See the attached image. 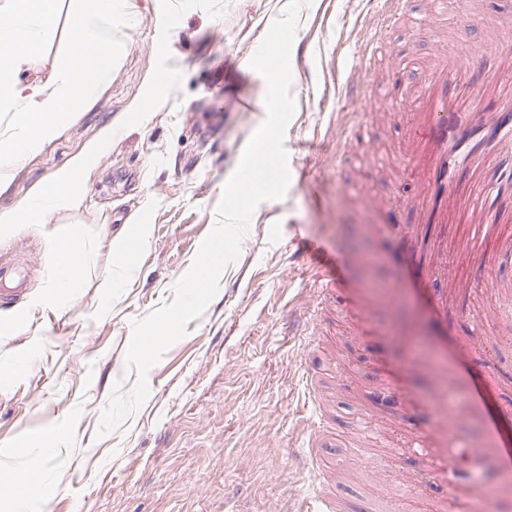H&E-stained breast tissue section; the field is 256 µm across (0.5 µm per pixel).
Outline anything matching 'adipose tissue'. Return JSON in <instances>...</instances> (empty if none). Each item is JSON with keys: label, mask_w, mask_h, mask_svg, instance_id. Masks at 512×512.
I'll use <instances>...</instances> for the list:
<instances>
[{"label": "adipose tissue", "mask_w": 512, "mask_h": 512, "mask_svg": "<svg viewBox=\"0 0 512 512\" xmlns=\"http://www.w3.org/2000/svg\"><path fill=\"white\" fill-rule=\"evenodd\" d=\"M123 4L124 0H90L87 8L75 13L70 19L71 59L44 80L31 78L30 72L41 52V34L55 21L57 0H16L11 11L0 14V112L16 113L24 129L22 137L0 140V188L7 182L6 169L52 136L74 105L94 95L107 80L100 63L118 53L112 24ZM89 169V163L81 162L61 171L19 212L0 216V239L14 235L21 225L44 223L49 208L71 201ZM46 245L55 276L32 303L51 308L76 287L88 251L82 245L67 249L63 239L55 237L47 238ZM41 467L35 459L22 468L0 467V512H23L28 501L44 498Z\"/></svg>", "instance_id": "ef3b65f1"}]
</instances>
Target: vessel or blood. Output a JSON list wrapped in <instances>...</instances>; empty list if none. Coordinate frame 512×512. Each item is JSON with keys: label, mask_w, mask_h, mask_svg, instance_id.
<instances>
[{"label": "vessel or blood", "mask_w": 512, "mask_h": 512, "mask_svg": "<svg viewBox=\"0 0 512 512\" xmlns=\"http://www.w3.org/2000/svg\"><path fill=\"white\" fill-rule=\"evenodd\" d=\"M490 38L474 51L483 68L447 49L437 37L438 52L421 61L412 87L384 77L374 58L385 44L374 37L363 75L348 73L345 96L356 103L372 86L383 85L395 105L380 121L397 129L390 146L399 163L386 173L402 189L401 231L391 234L384 223L368 224L374 239L392 246L431 287L436 317L462 324L460 340L481 361L488 382L505 388L503 416L512 418V377L505 376L484 343L490 330L474 308L476 295L512 296V16L497 17ZM366 305L395 301V286L371 282L362 286ZM318 305L343 309L334 278L323 273ZM375 411L400 416L411 433L406 441L413 457L429 471L451 475L462 457L483 461L498 457L495 438L463 442L449 427L455 409L447 392H430L420 408H402V393L385 382L373 389ZM317 512H360L356 501L342 499L332 472H324L317 492Z\"/></svg>", "instance_id": "vessel-or-blood-1"}]
</instances>
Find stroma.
I'll return each mask as SVG.
<instances>
[{
  "label": "stroma",
  "mask_w": 512,
  "mask_h": 512,
  "mask_svg": "<svg viewBox=\"0 0 512 512\" xmlns=\"http://www.w3.org/2000/svg\"><path fill=\"white\" fill-rule=\"evenodd\" d=\"M284 2L127 0L136 18L114 23L122 52L106 63L109 80L9 169L1 214L18 210L60 171L92 162L74 207L0 243V267L21 283L20 292H0V361L39 353L0 386V462L44 459L46 499L26 512H304L323 467L345 471L341 491L361 497L365 512H426L423 492L407 485L412 460L402 431L387 429L380 446L363 448L342 430L337 447L310 448L314 404L305 375L315 362L304 353L299 319L314 299L320 263L332 266L348 305L322 337L320 355L353 352L367 362L356 387L385 376L410 406L435 385L408 349L412 333L428 331L455 371L451 388L467 396L457 434L470 442L497 434L499 463L512 468V423L498 413L497 389L438 327L428 287L396 254L363 267L361 253L376 248L363 229L370 218L360 203H341L349 129L388 108L380 96L353 106L342 90L346 73L363 63L372 24L365 0H312L301 9L294 44L304 52L292 66L296 110L284 139L293 172L287 192L256 208L205 313L148 371V398L119 430L98 434L113 387L126 393L136 380L126 367L132 320L172 301L267 117V85L249 62ZM83 5L59 0L42 35L38 77L68 63L69 21ZM161 34L172 37L162 55L152 46ZM382 35L391 50L379 58L383 67H398L399 50L420 61L432 47L428 30L403 23ZM142 220L150 237L119 267L107 241ZM75 232L92 263L59 307H31L51 269L46 237ZM313 240L321 250L310 264L298 251ZM366 278L399 284V299L360 313ZM487 313L499 335L491 354L511 372L512 302ZM60 432L68 440L53 447Z\"/></svg>",
  "instance_id": "1"
}]
</instances>
